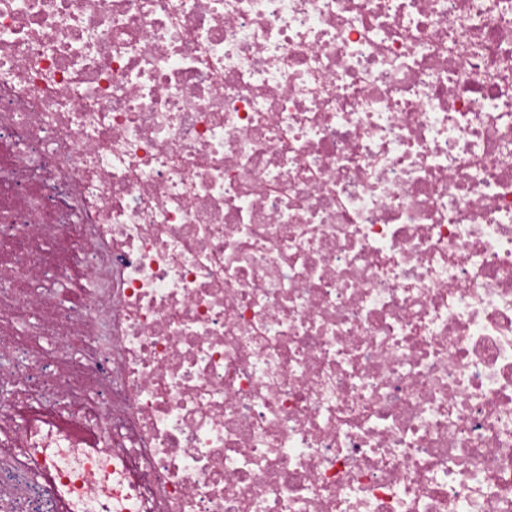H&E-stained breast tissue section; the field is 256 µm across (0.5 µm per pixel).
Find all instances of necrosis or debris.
Returning a JSON list of instances; mask_svg holds the SVG:
<instances>
[{
    "mask_svg": "<svg viewBox=\"0 0 512 512\" xmlns=\"http://www.w3.org/2000/svg\"><path fill=\"white\" fill-rule=\"evenodd\" d=\"M512 512V0H0V512Z\"/></svg>",
    "mask_w": 512,
    "mask_h": 512,
    "instance_id": "necrosis-or-debris-1",
    "label": "necrosis or debris"
}]
</instances>
